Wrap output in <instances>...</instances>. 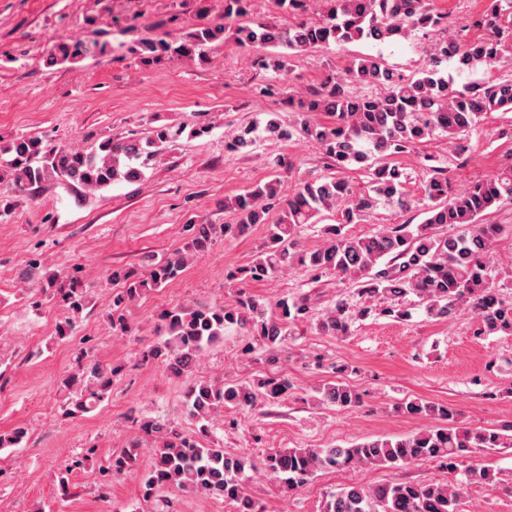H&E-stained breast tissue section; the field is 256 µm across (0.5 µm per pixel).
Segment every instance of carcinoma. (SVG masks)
<instances>
[{"label":"carcinoma","instance_id":"cac0c4a2","mask_svg":"<svg viewBox=\"0 0 512 512\" xmlns=\"http://www.w3.org/2000/svg\"><path fill=\"white\" fill-rule=\"evenodd\" d=\"M249 0H224L223 22L194 25L179 42L147 39L139 53L146 58L166 55L177 58L203 56L208 45L224 41L232 31L235 41L246 49L283 47L291 51L323 48L332 43L380 41L428 35L448 27V19L429 7V0H318L315 18L306 17L311 0H275L276 5L295 16L288 26L249 19ZM493 0L490 10L472 22L485 35L475 40H443L429 49L425 66L404 76L374 57L350 62L345 76L330 79L309 90L288 106L297 112L296 124L285 126L277 118L267 120L263 131L278 140L305 138L322 150L336 168V175L304 181L284 196L281 180L275 178L224 202L233 210L237 224H194L184 248L166 258L143 257L142 269L114 268L112 281L124 288L112 296L108 319L118 336L131 333L126 311L130 302L152 288L174 279L195 257L207 252L218 238L243 233L250 226L265 224L268 239L259 255L239 269L244 282H262L298 264L309 271H333L338 276L363 279L358 295L376 302L381 312L401 319L410 311L400 301L412 294L430 318L444 319L460 309L477 319V335H512V305L505 304L490 287L485 259L502 232L499 224H485L491 210L512 203V162L495 175L470 182L454 192L449 188L448 168L430 163V178L424 189L422 223L396 224L366 235L344 232L347 224H362L380 205L408 207L403 174L389 158L411 150L434 137H444L464 154V141L483 118L492 112H512V80L471 81L456 84L454 74L490 68L498 61L503 43L512 37V25L502 26L503 13L512 10V0ZM106 45L97 41H57L47 50L51 66L78 57L103 55ZM356 83L376 93L356 95L349 84ZM313 112L331 117L327 123L309 118ZM258 126L238 129L231 143L234 150L247 149L256 142ZM181 129L159 127L145 139L107 135L88 150L51 145L39 137L21 136L7 152L11 159L0 165V196L23 194L49 180H70L98 190L114 182H135L144 175L177 139ZM364 169L368 188L357 191L342 177L351 166ZM336 213V223L321 228L324 243L315 249H300L299 228L319 223L323 212ZM456 229L453 235L442 228ZM44 287L77 317L87 307L86 289L56 283L46 278ZM276 317L267 316L265 302L239 292L234 303L198 304L174 307L161 314L164 339L154 342L146 357L165 364L176 377H188L203 350L220 342L231 328H247L256 340L275 347L288 336L289 327L307 321L305 299L277 300ZM354 316L350 305L338 300L322 315L319 330L330 336L350 333ZM112 363L93 356L63 379L74 390L66 401V414L83 415L109 398ZM288 389V379L272 375L250 387L236 383L216 384L193 380L187 391V415L208 433L209 424L224 408L253 407L270 401ZM320 400L338 407L359 403L358 393L343 382L329 383L320 390ZM407 417L427 416L439 421L409 436L368 439L350 447L272 448L262 463V473L290 492L319 471L383 467L403 469L418 461H430L451 475L465 472L464 481L410 483L388 481L376 486L348 484L326 495L322 512H460L467 482H495L487 467L467 464L475 450L512 448V422L491 429L459 426L457 410L450 405L421 399L406 400L397 407ZM145 436L136 438L112 455L104 472L109 477L135 469L139 458L149 453L152 467L143 484V496L150 499L161 486L222 497L236 503V512H264L246 494L244 472L256 466L244 455H230L216 446H205L162 423L142 424Z\"/></svg>","mask_w":512,"mask_h":512}]
</instances>
